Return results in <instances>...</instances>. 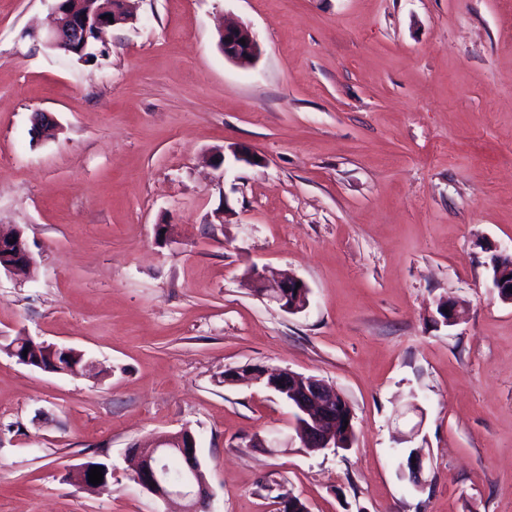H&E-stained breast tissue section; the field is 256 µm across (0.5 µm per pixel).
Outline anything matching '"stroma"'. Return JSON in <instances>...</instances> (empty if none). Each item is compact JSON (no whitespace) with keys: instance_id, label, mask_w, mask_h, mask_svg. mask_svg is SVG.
I'll use <instances>...</instances> for the list:
<instances>
[{"instance_id":"1","label":"stroma","mask_w":512,"mask_h":512,"mask_svg":"<svg viewBox=\"0 0 512 512\" xmlns=\"http://www.w3.org/2000/svg\"><path fill=\"white\" fill-rule=\"evenodd\" d=\"M108 53L46 49L54 0H0V347L85 351L51 374L0 350V512H179L130 447L190 426L210 512H512V0H135ZM248 25L249 67L219 48ZM58 124L35 138L32 116ZM245 147L260 162L236 160ZM291 273V314L246 287ZM460 321L438 319L439 301ZM259 366L314 375L354 416L347 450L271 456L293 434ZM426 483L404 478L410 449ZM112 467L106 489L66 481ZM245 39V45L239 43ZM219 45L225 59L239 66L253 65L260 56V45L250 27L243 23L224 24ZM14 240V244H10ZM35 265L32 252L21 230L13 232L0 231V275L17 270L30 269ZM490 265L493 288L496 289L498 297L504 302L512 303V292L507 291V288L512 289V252L494 254L491 257ZM506 276H509V279L504 280Z\"/></svg>"}]
</instances>
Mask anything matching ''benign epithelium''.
Returning a JSON list of instances; mask_svg holds the SVG:
<instances>
[{
	"mask_svg": "<svg viewBox=\"0 0 512 512\" xmlns=\"http://www.w3.org/2000/svg\"><path fill=\"white\" fill-rule=\"evenodd\" d=\"M99 7L85 14L68 6V0H55L52 27L43 37L46 48L76 57L97 51L106 29L134 23L133 0H97ZM112 19H107V15ZM245 43H239V40ZM219 45L224 58L239 66H250L260 56V45L250 27L243 23L224 25ZM35 265L32 252L21 230L0 231V272L12 273ZM492 283L498 297L512 303V252L491 257ZM247 286L262 298H275L289 313L304 311L309 305V289L297 285L299 279L288 277L269 279L257 268L245 273ZM297 291L296 299L289 294ZM437 313L448 326L456 324L460 312L455 304L441 301ZM253 378L264 382L266 388L288 403L294 412V430L299 447L308 452L338 448L341 435L353 430V413L346 412L349 403L333 387L315 376H306L287 368L268 372L253 370ZM258 447L270 455L288 451L290 444L259 435L254 437ZM135 461L133 478L143 489L161 501L173 497L186 501L184 512H207L209 489L200 477L201 463L195 435L189 426L176 433L156 436L147 446L132 447ZM416 462H407L405 478L416 487L425 483L424 458L413 455Z\"/></svg>",
	"mask_w": 512,
	"mask_h": 512,
	"instance_id": "obj_1",
	"label": "benign epithelium"
}]
</instances>
